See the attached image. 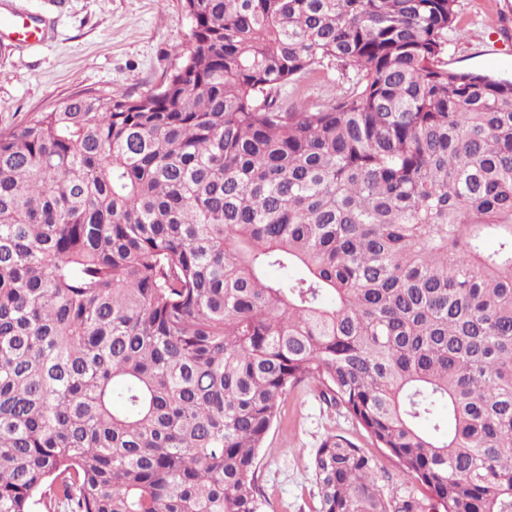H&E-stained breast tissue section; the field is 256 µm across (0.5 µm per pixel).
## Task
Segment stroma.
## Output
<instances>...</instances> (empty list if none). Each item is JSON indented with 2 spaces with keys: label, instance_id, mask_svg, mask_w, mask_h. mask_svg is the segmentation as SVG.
I'll return each mask as SVG.
<instances>
[{
  "label": "stroma",
  "instance_id": "1",
  "mask_svg": "<svg viewBox=\"0 0 512 512\" xmlns=\"http://www.w3.org/2000/svg\"><path fill=\"white\" fill-rule=\"evenodd\" d=\"M15 13L40 21L45 36L33 46L0 44V130L76 92L137 97L158 89L178 64L176 49L191 41L183 0H0V15ZM446 60L452 70L512 78V0H457ZM345 86L339 71L317 68L288 84L280 100L287 107L329 104ZM330 435L373 456L388 495L426 503L427 490L406 479L393 458L307 382L284 397L259 456L268 512H316L311 463Z\"/></svg>",
  "mask_w": 512,
  "mask_h": 512
}]
</instances>
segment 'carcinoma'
Returning a JSON list of instances; mask_svg holds the SVG:
<instances>
[{
  "instance_id": "1",
  "label": "carcinoma",
  "mask_w": 512,
  "mask_h": 512,
  "mask_svg": "<svg viewBox=\"0 0 512 512\" xmlns=\"http://www.w3.org/2000/svg\"><path fill=\"white\" fill-rule=\"evenodd\" d=\"M456 2L183 0L158 90L0 131V512H266L306 381L434 512H512V79L448 69ZM374 467L327 437L317 512H420ZM347 87L348 83L336 69L317 68L288 84L281 92L280 101L285 107L300 102L330 104L334 96Z\"/></svg>"
}]
</instances>
